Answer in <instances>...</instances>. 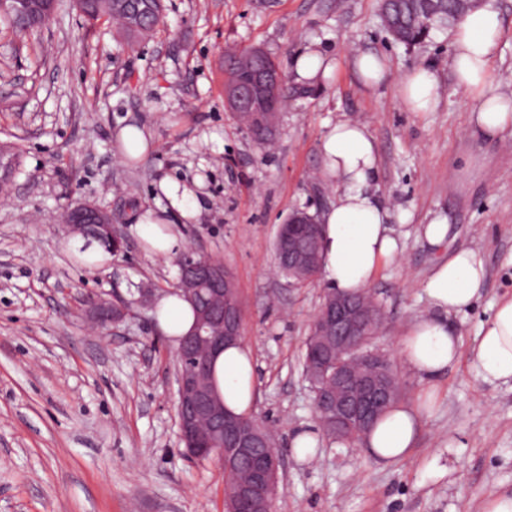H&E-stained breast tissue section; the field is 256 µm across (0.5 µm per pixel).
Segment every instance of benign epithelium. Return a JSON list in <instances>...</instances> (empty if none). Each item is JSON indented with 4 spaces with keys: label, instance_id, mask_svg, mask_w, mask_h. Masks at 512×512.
<instances>
[{
    "label": "benign epithelium",
    "instance_id": "obj_1",
    "mask_svg": "<svg viewBox=\"0 0 512 512\" xmlns=\"http://www.w3.org/2000/svg\"><path fill=\"white\" fill-rule=\"evenodd\" d=\"M131 22L128 28L144 34L158 24L160 16L142 7L138 0L125 3ZM25 0H0V12L20 19L25 16ZM257 67L247 83L224 84V101L234 117L253 129L255 101L268 111L282 101L283 72L265 64L269 53L262 47L249 49ZM66 227L74 236H108L111 253L123 251L124 242L112 225V214L91 204L67 210ZM323 226L306 211L291 212L278 225L276 239L288 250V278L296 284L311 281L309 267L322 247ZM176 288L196 308L194 328L175 349L178 362L175 411L185 453L199 461L213 456L241 465L245 479L234 491H226L225 512H269L279 489L282 459L269 433L253 418L238 417L224 409L214 393L209 375L214 353L229 343L243 340L242 307L239 289L224 266L209 258L178 260ZM87 312L97 327L104 329L123 321L130 312L125 301L103 302L91 298ZM382 312L360 297L331 290L312 324V335L319 337L321 352H353L364 346V339L382 326ZM391 362L382 354L364 351L351 367L324 364L321 387L313 389V408L323 422L336 425V434L347 439L362 437L390 406Z\"/></svg>",
    "mask_w": 512,
    "mask_h": 512
}]
</instances>
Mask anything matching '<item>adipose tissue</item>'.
<instances>
[{
    "label": "adipose tissue",
    "mask_w": 512,
    "mask_h": 512,
    "mask_svg": "<svg viewBox=\"0 0 512 512\" xmlns=\"http://www.w3.org/2000/svg\"><path fill=\"white\" fill-rule=\"evenodd\" d=\"M501 36V18L491 0H479L450 32L451 67L471 108V130L489 139L512 134V93L502 92L489 77ZM399 92L407 111L434 112L444 88L436 70L424 65L401 79ZM320 151L323 171L336 184L335 202L319 216L325 226L320 278L327 287L356 293L400 255L391 209L378 193L375 140L367 125L342 120L325 132ZM159 188L167 207L140 208L130 230L150 254L167 259L183 245L175 224L198 218L200 210L191 186L165 178ZM485 278L484 259L472 248L449 250L434 263L422 284L429 309L414 318L401 340L404 358L420 379L438 378L459 360L461 340L450 317L473 306ZM154 318L158 329L175 341L191 329L194 312L179 292L171 290L158 297ZM472 357L483 380L512 381V297L502 299L481 325ZM254 373L249 346H229L218 353L214 380L226 408L239 415L253 411ZM422 417L421 404L393 405L366 436L370 453L384 463L406 458Z\"/></svg>",
    "instance_id": "obj_1"
}]
</instances>
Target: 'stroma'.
Returning <instances> with one entry per match:
<instances>
[{"mask_svg":"<svg viewBox=\"0 0 512 512\" xmlns=\"http://www.w3.org/2000/svg\"><path fill=\"white\" fill-rule=\"evenodd\" d=\"M502 37L489 76L512 91V0H493ZM165 27L139 46L111 23L93 26L62 0L43 28L17 39L0 18V512H224V469L189 459L175 415L174 345L159 333L143 288L169 290L172 260L129 235L133 204L155 205L158 183L196 187L202 214L179 225L183 246L221 260L240 292L253 353V414L283 457L274 512H483L512 493V383H487L471 359L481 323L512 296V137L473 136L456 91L448 32L394 43L380 0H164ZM336 65L324 88L289 100L271 149L257 145L224 104V56L264 46L287 82L313 39ZM359 52L385 56L392 77L363 86ZM420 65L444 85L438 111L409 112L398 81ZM352 119L376 142L379 193L401 226V260L369 286L385 321L376 348L398 375L400 400L430 396L410 454L386 465L363 440L322 438L298 459L291 439L318 429L303 371L305 341L325 285H289L274 239L294 210L320 214L336 199L322 171L327 126ZM152 135L143 158L121 161L119 127ZM112 213L123 253L89 267L59 221L70 205ZM449 247L480 250L487 269L472 310L453 317L459 362L420 380L401 335L428 304L421 285L439 255L418 237L435 215ZM120 295L130 315L101 332L92 296Z\"/></svg>","mask_w":512,"mask_h":512,"instance_id":"stroma-1","label":"stroma"}]
</instances>
